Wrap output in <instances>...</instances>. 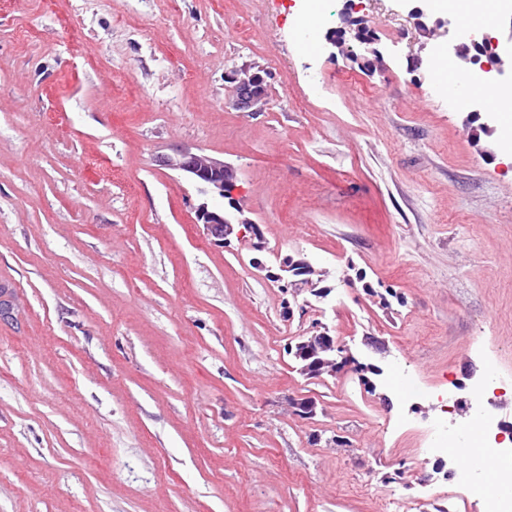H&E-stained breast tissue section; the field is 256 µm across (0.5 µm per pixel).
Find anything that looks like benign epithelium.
I'll use <instances>...</instances> for the list:
<instances>
[{"label":"benign epithelium","instance_id":"obj_1","mask_svg":"<svg viewBox=\"0 0 512 512\" xmlns=\"http://www.w3.org/2000/svg\"><path fill=\"white\" fill-rule=\"evenodd\" d=\"M262 79L264 76L259 72L245 75L239 73L233 77V103L237 108L249 112L261 111L264 96L256 92V84ZM159 165L184 173L197 184L201 194L210 196L211 201L198 206L197 219L213 242L224 245L233 238L243 239L249 233L254 239L253 247L256 250L265 248L259 226L243 216V210L235 201H228L226 206L219 203V200L229 197L235 185L237 170L234 166L204 153L187 151L162 157ZM266 277L291 286L296 295L307 291L324 299L331 292V289L319 286L322 271L304 257H284L276 268H266ZM316 337V350H308L303 357L297 358L301 375L307 378L333 376L336 370L353 360L352 356L344 354V349L337 344L328 329L318 332Z\"/></svg>","mask_w":512,"mask_h":512}]
</instances>
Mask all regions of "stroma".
<instances>
[{"label":"stroma","mask_w":512,"mask_h":512,"mask_svg":"<svg viewBox=\"0 0 512 512\" xmlns=\"http://www.w3.org/2000/svg\"><path fill=\"white\" fill-rule=\"evenodd\" d=\"M368 66L303 57L281 0H0V512H481L421 460L425 387L512 370V163L434 88L402 0H368ZM262 70L241 112L230 78ZM203 151L267 242L211 243L158 159ZM299 255L331 293L268 281ZM391 293L389 306L380 296ZM325 323L362 363L299 374ZM386 342L380 357L363 344ZM311 399L314 419L291 400Z\"/></svg>","instance_id":"1"}]
</instances>
